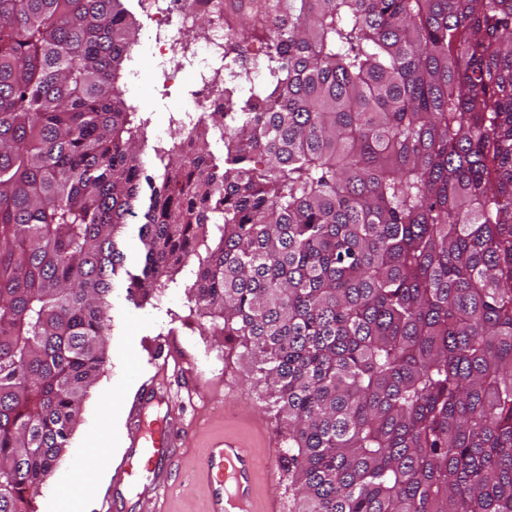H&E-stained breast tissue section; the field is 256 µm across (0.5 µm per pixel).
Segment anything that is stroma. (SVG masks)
<instances>
[{
	"instance_id": "35a3bbf8",
	"label": "stroma",
	"mask_w": 512,
	"mask_h": 512,
	"mask_svg": "<svg viewBox=\"0 0 512 512\" xmlns=\"http://www.w3.org/2000/svg\"><path fill=\"white\" fill-rule=\"evenodd\" d=\"M125 7L140 29L139 43L132 51L140 64V75L137 81L125 84V96L150 115V142L164 141L168 138L171 111L193 106V93L198 88L196 66L191 58H184L174 77H164L148 49L154 33L151 16L138 0H126ZM110 316V360L83 406L81 421L67 450L54 468L56 475L69 473L71 484L65 487L54 478L47 479L34 500L36 512H46L49 492L65 495L90 487L94 466L79 458V448L87 439L111 445L112 407L118 404L127 411L137 402L142 383L155 372L151 358L158 353L165 336L174 337L179 354L193 364L199 375V383L192 391L179 373L169 372L165 380L170 404L189 426L187 442L177 459L180 475L160 498L127 502L123 512H208L210 484L196 466L207 445L226 434L236 436L257 460L258 503L274 496L281 512H291L292 492L268 446L270 437L279 433L275 404L239 364V347L226 341L220 330L203 322L189 303L184 277H177L159 291L156 299L140 308L127 301L124 289H115ZM128 464L124 450L106 457L105 480L90 487V512H99L103 497L113 488L114 475Z\"/></svg>"
}]
</instances>
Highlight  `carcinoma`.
<instances>
[{"label": "carcinoma", "instance_id": "1", "mask_svg": "<svg viewBox=\"0 0 512 512\" xmlns=\"http://www.w3.org/2000/svg\"><path fill=\"white\" fill-rule=\"evenodd\" d=\"M264 79L141 158L123 0H0V512H33L112 293L275 398L292 512H512V0H259ZM139 219L140 263L124 235Z\"/></svg>", "mask_w": 512, "mask_h": 512}]
</instances>
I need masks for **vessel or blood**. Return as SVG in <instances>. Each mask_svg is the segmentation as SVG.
Instances as JSON below:
<instances>
[{
    "label": "vessel or blood",
    "mask_w": 512,
    "mask_h": 512,
    "mask_svg": "<svg viewBox=\"0 0 512 512\" xmlns=\"http://www.w3.org/2000/svg\"><path fill=\"white\" fill-rule=\"evenodd\" d=\"M161 402L159 388L152 384L131 408L129 420L137 434L136 464L124 473L128 487L154 498L159 497L177 475L174 450L181 447L187 430L185 422L169 417L147 426L149 411ZM200 466L213 488L209 512H255L251 493L255 460L236 437L227 435L210 444Z\"/></svg>",
    "instance_id": "1"
}]
</instances>
